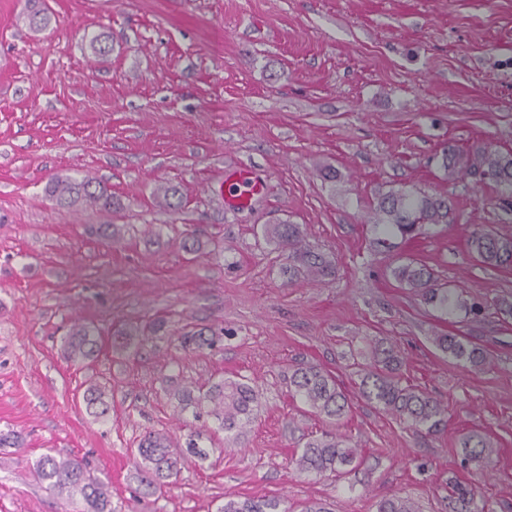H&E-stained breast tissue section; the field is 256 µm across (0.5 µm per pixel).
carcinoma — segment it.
<instances>
[{
  "label": "carcinoma",
  "instance_id": "carcinoma-1",
  "mask_svg": "<svg viewBox=\"0 0 512 512\" xmlns=\"http://www.w3.org/2000/svg\"><path fill=\"white\" fill-rule=\"evenodd\" d=\"M28 24L35 30L48 26L49 16L39 0H29ZM440 167L454 179L463 174L475 183L488 184L496 193L499 208L512 213V153H502L485 144L462 148L450 143L442 149ZM49 196L61 208L86 205L110 210L116 205L112 192L96 178L81 179L58 175L50 183ZM375 210L380 220L374 226L376 244L384 247L391 237L408 235L428 226L452 224L455 214L451 201L445 196L430 195L412 188H401L377 197ZM268 240L275 249L286 255L288 278L313 275L320 278L336 276V261L320 248L306 242L300 225L286 221L266 228ZM472 255L484 265L512 266V238L499 235L491 226L473 232L470 240ZM395 281L403 288L419 293L424 304L441 318L455 321H474L488 311L512 319V298L493 296L467 298L457 288L439 283L438 276L424 264L399 263L392 267ZM436 345L448 356L469 368H487L485 348L461 334L435 338ZM68 355L81 360L96 358L102 349L101 337L89 326L78 324L65 336ZM403 362L398 352L384 341L372 345V357L364 367L360 395L369 404L398 419L420 437H436L448 427V409L428 393L401 383ZM178 403L211 406V414L220 421L224 432L238 436L253 419L259 405V395L249 384L237 379H224L195 395L187 389L174 390ZM291 396L310 410L330 421H339L351 411L352 401L329 371L314 365L302 364L291 376ZM86 409L97 419L107 416L110 405L105 389L89 385L83 394ZM195 448L188 439L187 448L178 447L173 438L148 433L138 444L135 465L140 482L147 494H154L178 476L186 454ZM463 455L460 465L466 468L492 463L496 454L494 442L487 435L471 432L462 436ZM361 450L349 445L343 437L321 435L305 438L300 451L290 463L301 475L332 474L343 478L357 472L363 465ZM33 472L46 488L69 500L79 499L81 512H113L112 495L107 483L93 476L78 458L41 455L33 463ZM218 512H294L275 497L224 500ZM376 512H419L415 502L407 497L391 495L377 503ZM448 512H486V502L472 482L454 476L448 478Z\"/></svg>",
  "mask_w": 512,
  "mask_h": 512
}]
</instances>
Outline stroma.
I'll return each mask as SVG.
<instances>
[{
    "label": "stroma",
    "mask_w": 512,
    "mask_h": 512,
    "mask_svg": "<svg viewBox=\"0 0 512 512\" xmlns=\"http://www.w3.org/2000/svg\"><path fill=\"white\" fill-rule=\"evenodd\" d=\"M45 30L27 0H0V512H79L31 472L46 452L84 459L107 481L114 512H217L225 497L322 499L332 512H376L382 497L448 512V475L478 485L489 512H512V320L439 318L398 287L394 259L428 265L475 297L512 295V267L472 256L474 229L512 220L494 190L448 179L447 143L512 151V0H44ZM105 35L99 55L91 40ZM335 168V182L321 171ZM253 170L265 194L224 205V171ZM97 178L112 210L58 208V175ZM451 197L456 221L371 245L376 194L399 186ZM177 187L182 209L162 194ZM301 225L336 260L332 278L289 280L265 225ZM100 224L114 234L101 240ZM202 246L183 249L188 237ZM167 336L114 334L152 320ZM105 345L92 361L66 358L76 324ZM216 334L184 349L180 336ZM470 336L490 353L475 371L432 342ZM391 343L402 382L448 408L447 430L423 442L358 395L372 340ZM301 364L326 368L353 397L331 423L290 395ZM225 378L260 395L253 420L228 443L208 414L172 391ZM105 384L109 415L91 416L89 381ZM496 443L482 469L460 467L461 435ZM196 435L175 484L143 494L139 440ZM333 433L361 448L366 474L335 481L290 465L304 435Z\"/></svg>",
    "instance_id": "stroma-1"
}]
</instances>
